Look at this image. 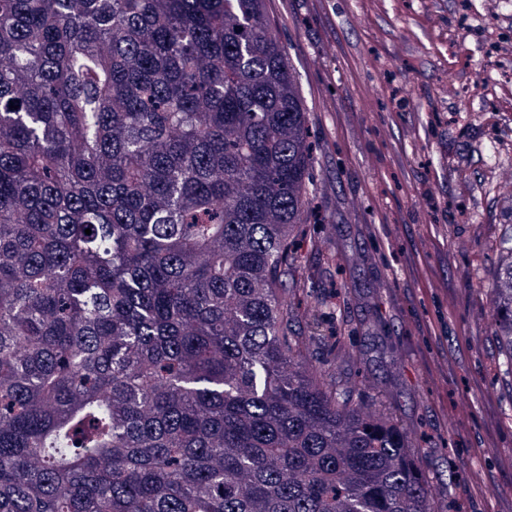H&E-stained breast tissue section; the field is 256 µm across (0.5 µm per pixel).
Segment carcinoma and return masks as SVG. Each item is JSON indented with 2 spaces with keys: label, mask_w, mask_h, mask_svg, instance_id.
Masks as SVG:
<instances>
[{
  "label": "carcinoma",
  "mask_w": 512,
  "mask_h": 512,
  "mask_svg": "<svg viewBox=\"0 0 512 512\" xmlns=\"http://www.w3.org/2000/svg\"><path fill=\"white\" fill-rule=\"evenodd\" d=\"M306 124L265 0H0V512H432L304 355Z\"/></svg>",
  "instance_id": "1"
}]
</instances>
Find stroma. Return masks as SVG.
Masks as SVG:
<instances>
[{
    "mask_svg": "<svg viewBox=\"0 0 512 512\" xmlns=\"http://www.w3.org/2000/svg\"><path fill=\"white\" fill-rule=\"evenodd\" d=\"M316 158L296 327L357 356L434 512H512V376L487 240L512 224V9L499 0H266ZM498 142L495 159L484 147ZM321 297L312 313L310 295Z\"/></svg>",
    "mask_w": 512,
    "mask_h": 512,
    "instance_id": "35a3bbf8",
    "label": "stroma"
}]
</instances>
